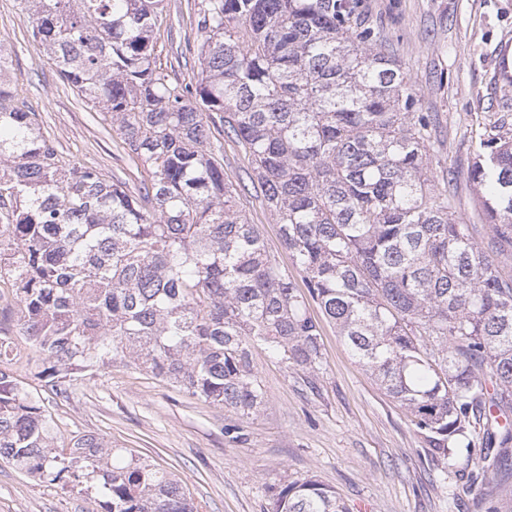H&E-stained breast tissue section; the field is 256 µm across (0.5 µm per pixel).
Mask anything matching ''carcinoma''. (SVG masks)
Wrapping results in <instances>:
<instances>
[{
    "mask_svg": "<svg viewBox=\"0 0 512 512\" xmlns=\"http://www.w3.org/2000/svg\"><path fill=\"white\" fill-rule=\"evenodd\" d=\"M30 36L67 84L120 131L145 170L136 193L72 164L0 80V266L43 391L128 359L208 404L255 415L260 345L321 364L311 298L353 356L403 405L435 459L481 441L477 470L512 467V124L479 136L467 179L483 191L490 246L450 211L433 176L431 116L358 0H197L194 83L173 84L153 40L163 0H21ZM248 157L253 189L306 274L308 295L265 248L224 181L211 127ZM0 460L102 512H194L178 481L126 448L74 432L60 445L39 393L3 366ZM269 512H350L314 478Z\"/></svg>",
    "mask_w": 512,
    "mask_h": 512,
    "instance_id": "obj_1",
    "label": "carcinoma"
}]
</instances>
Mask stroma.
<instances>
[{
    "instance_id": "stroma-1",
    "label": "stroma",
    "mask_w": 512,
    "mask_h": 512,
    "mask_svg": "<svg viewBox=\"0 0 512 512\" xmlns=\"http://www.w3.org/2000/svg\"><path fill=\"white\" fill-rule=\"evenodd\" d=\"M187 0H165L154 31L170 79L192 81L198 39ZM411 76L422 111L436 118L434 160L457 180L452 210L477 241L487 240L477 189L466 171L476 133L493 125L512 91L494 78L497 50L512 37V0H360ZM0 39L12 47L15 95L38 114L42 134L67 160L100 165L137 190L143 168L129 161L117 128L74 92L29 35L19 0H0ZM224 177L266 249L296 282L303 273L282 246L279 226L249 189L251 164L223 130ZM322 363L308 371L261 348L252 362L264 404L247 421L117 360L75 377L68 397L46 394L59 438L84 431L173 473L196 512H266L280 485L308 476L332 487L351 512H486L478 486L457 466L432 461L409 413L350 353L333 323L322 324ZM239 432L225 433V426ZM0 512H101L91 493L40 483L0 461Z\"/></svg>"
}]
</instances>
